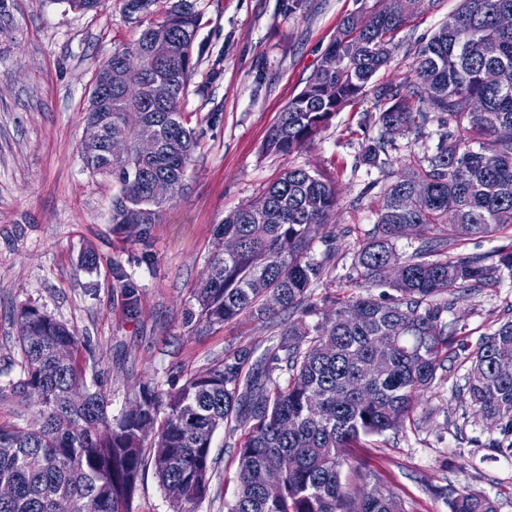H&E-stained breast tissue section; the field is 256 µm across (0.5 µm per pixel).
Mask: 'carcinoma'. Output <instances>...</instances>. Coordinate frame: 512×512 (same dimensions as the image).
<instances>
[{
	"instance_id": "obj_1",
	"label": "carcinoma",
	"mask_w": 512,
	"mask_h": 512,
	"mask_svg": "<svg viewBox=\"0 0 512 512\" xmlns=\"http://www.w3.org/2000/svg\"><path fill=\"white\" fill-rule=\"evenodd\" d=\"M424 0H404L396 14L376 7L346 17L305 87L270 127L265 150L289 155L309 145L347 103L372 94L363 116L359 160L390 183L373 227L354 252L347 298L309 290L335 268L336 242L326 231L336 210V181L302 167L285 170L261 196L233 211L218 236L238 241L211 262L184 312L191 329L247 316L267 321L288 314L271 344L244 346L164 391L139 386L119 417L108 413L101 389L86 383L80 359L86 344L65 323L32 305L17 313L22 377L10 384L25 398L40 390L36 429L0 427V512H131L146 470L155 475L173 512H197L212 479L215 434L237 436V488L226 512H404L399 498L368 475L360 493L341 481L345 449L415 423L421 392L448 361L458 324L443 313L449 296L512 278V28L498 17L512 0H461L417 50L412 75L399 84H371L391 59L394 33ZM136 41L116 50L112 93L100 113L105 134L128 150L109 158L104 143L80 144L88 170L120 184L112 223L118 234L144 240L163 206L185 187L198 139L180 103L195 68L197 14L192 0H122ZM166 81L172 93L154 99ZM437 142L411 153L399 173L387 170L394 137L419 140L431 120ZM155 151L144 155L140 143ZM419 240L404 257L395 242ZM468 237L505 238L495 254L453 258L448 245ZM324 246L313 255L315 242ZM396 267L389 280L385 266ZM112 279L124 308L139 312V285L118 261ZM373 287L385 292L378 298ZM512 361V318L482 336L462 358L467 366L460 402L496 432L491 447L512 456V377L495 364ZM283 466L277 497L265 495V463ZM450 512H497L487 496L442 489Z\"/></svg>"
}]
</instances>
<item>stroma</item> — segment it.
Segmentation results:
<instances>
[{
  "label": "stroma",
  "mask_w": 512,
  "mask_h": 512,
  "mask_svg": "<svg viewBox=\"0 0 512 512\" xmlns=\"http://www.w3.org/2000/svg\"><path fill=\"white\" fill-rule=\"evenodd\" d=\"M0 32V426H38V401L8 393L21 370L15 313L34 305L73 326L92 353L82 365L98 378L119 415L139 385L169 390L211 365L225 350L268 345L279 328L239 317L193 331L183 323L192 292L223 251L217 227L224 216L257 199L290 167L335 176L340 198L332 224L371 228L385 183L356 166L366 138L365 112L373 97L347 105L305 149L268 154L269 128L318 67L343 19L376 7L377 0H195L200 24L195 69L181 110L198 136L186 188L166 204L145 242L113 230L120 186L90 172L80 143L95 74L115 50L132 44L120 0L81 13L66 0H8ZM459 0H427L396 35L390 62L377 84L400 83L415 54ZM96 260L82 262L86 250ZM120 261L139 285L140 313L127 316L112 286ZM512 316V281L457 295L448 321L476 346L496 321ZM458 361H447L417 402L414 425L362 439L348 449L342 480L350 491L362 473H377L405 512H448L436 488L447 486L491 498L512 512V456L490 448L485 422L465 410L456 389ZM212 493L198 512H224L237 484L236 446L225 433L213 439Z\"/></svg>",
  "instance_id": "stroma-1"
}]
</instances>
